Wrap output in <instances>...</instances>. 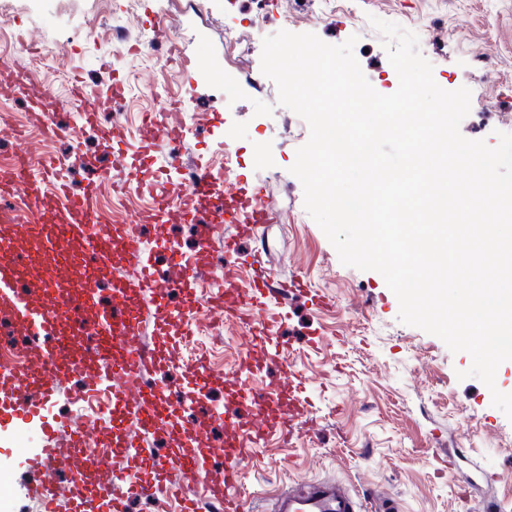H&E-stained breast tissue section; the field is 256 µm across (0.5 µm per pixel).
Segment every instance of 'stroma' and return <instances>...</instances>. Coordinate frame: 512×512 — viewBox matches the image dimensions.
I'll return each mask as SVG.
<instances>
[{"instance_id": "35a3bbf8", "label": "stroma", "mask_w": 512, "mask_h": 512, "mask_svg": "<svg viewBox=\"0 0 512 512\" xmlns=\"http://www.w3.org/2000/svg\"><path fill=\"white\" fill-rule=\"evenodd\" d=\"M335 11L311 0H0V57L30 76L26 93L0 96V129L19 126L35 164L64 162L67 139L45 135L31 116L29 99L49 88L64 122L80 131L84 122L71 87L82 77L88 87L107 90L120 82L124 95L111 118L119 136L104 143L82 134L87 167L68 168L73 192L96 179L95 210L109 225L130 223L155 206L153 195L132 189L115 192L119 179L141 159L151 161L162 186L181 182L200 165L223 171L225 179L243 174L268 188L266 205L277 221L259 249L267 266L284 281L304 280L331 298L314 308L298 295L276 297L283 317L280 360L299 367L314 430L300 428L288 438L254 445L241 470L240 490L255 512L269 498L291 487L338 480L361 497L385 495L397 512H512V420L494 407L491 389L476 378L458 379L469 369L468 353L451 352L438 337L403 324L399 302L381 274L343 265L324 232L304 206L300 181L290 172L296 152L309 139L307 122L278 102L275 83L261 70L262 40L286 29L311 32L329 44L356 38L354 54L373 88L395 92L393 74L379 32L370 17L416 32L419 50L433 65L443 89L469 88L471 109L460 125L462 135L496 146L498 135L512 133V0H335ZM125 29L149 38L145 54L114 39ZM54 44L53 58L40 50ZM490 49L499 61L493 70L475 67L474 54ZM240 86L225 102L223 84ZM165 87L167 95L190 93V112H171L168 122L191 125L179 152V164L151 150L143 117L157 113L162 101L146 86ZM233 225L217 224L210 266L193 288L200 302L194 336L179 343V364L206 360L212 380L206 399L214 416L205 423V481L224 482L227 400L223 377L237 368L248 330L208 300L218 292L225 266L236 269L240 290L252 274L247 254L224 253ZM11 239L0 251V265L16 253L27 257L25 278H49L64 292L74 284L66 270L30 236L0 227ZM81 374L65 379L54 404L27 423L32 447H39L55 421L93 424L104 417L99 399L81 402L74 392ZM16 422L0 427V477L12 487L0 498V512H43L25 494L32 474L15 451Z\"/></svg>"}]
</instances>
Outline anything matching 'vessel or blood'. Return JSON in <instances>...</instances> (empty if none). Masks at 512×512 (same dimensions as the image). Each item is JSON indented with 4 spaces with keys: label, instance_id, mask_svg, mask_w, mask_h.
<instances>
[{
    "label": "vessel or blood",
    "instance_id": "obj_1",
    "mask_svg": "<svg viewBox=\"0 0 512 512\" xmlns=\"http://www.w3.org/2000/svg\"><path fill=\"white\" fill-rule=\"evenodd\" d=\"M122 92L121 84L113 83L106 95L96 98L97 106L87 113V121L99 123L101 115L111 111ZM57 110L55 98L47 90L31 102L33 117L44 132L62 136L67 127L56 121ZM151 134L153 146L160 153H172L174 144L181 140L175 126L158 120L153 121ZM47 182L54 187L50 198L42 194V186ZM95 189V183L91 182L83 193H72L52 164L44 166L39 173H32L28 150H19L11 166L0 168V196L22 195L40 200L41 217L25 222L14 207L4 205L0 207V224L16 225L42 237L55 263L65 267L71 279L82 286L98 280L110 257H119L121 264L136 270L137 278L128 282L113 281V293L126 299H140L157 324H165L168 319L167 297L175 292L183 294L180 314L182 333L186 336L193 333L196 310L190 280L196 270L210 262L212 219L227 215L239 222L236 239L224 242L228 253L235 250L237 238H259L266 226L276 220L273 213L257 204L264 193L263 186L244 177L237 178L230 186L217 180L210 168L197 167L181 194L173 198L162 196L154 210L138 218L142 224H159L169 208L188 210L199 201L208 207L209 219L199 227L197 251L189 257L171 251L169 274L164 277L156 274L137 229L117 226L110 231L102 230L101 219L89 207ZM272 283L269 270L260 265L253 270L249 291H239L236 272L228 266L224 269V287L215 297L225 315L243 321L250 332V350L243 353L238 372L224 379L228 398L233 402L250 400L258 414L254 420L229 423L230 445L224 451L223 487L200 484L202 456L180 448L160 457L151 445V435L161 425L182 438L193 441L203 438L198 417L208 412L207 404L192 398L198 417L186 423L170 410L169 393L164 387L151 391L146 388L150 370L161 361H175L176 350L145 348L138 334V313L109 299L99 302V318L106 323L107 332L86 330L84 300L71 299L65 305H58L55 285L49 280L38 281L40 298H30L21 290V281L13 266L0 269V320L9 323L12 334L25 337L27 344L20 352L19 363H0V412L20 421L37 414L55 396L61 381L81 371L86 356H95V370L84 378L87 392H98L103 380H111L113 425L121 426L133 419L140 426L138 435L116 440L114 446L106 450L105 459L110 469L99 472L97 489L107 512H126L124 497L113 489L115 482L128 483L130 493L154 497L166 491L161 477L171 471L180 472L197 485L195 498L184 500L182 512H198V501L205 499L218 500L222 512H248L249 505L238 492L248 445L277 433L292 434L304 413L300 399L304 378L299 369H290L288 383L283 387L272 384L256 393L248 383L253 370L252 348L270 349L279 344L277 317L267 303L273 294ZM65 434L66 442L62 445L54 435L46 436L32 459V479L26 493L43 502L46 512H56L62 500L67 502L69 512H91L92 506L84 496L83 481L76 476L89 433L82 424L72 422L66 425ZM65 472L75 476L66 500L62 499L56 481L57 474ZM269 512H363V508L359 498L344 486L321 482L279 495Z\"/></svg>",
    "mask_w": 512,
    "mask_h": 512
}]
</instances>
